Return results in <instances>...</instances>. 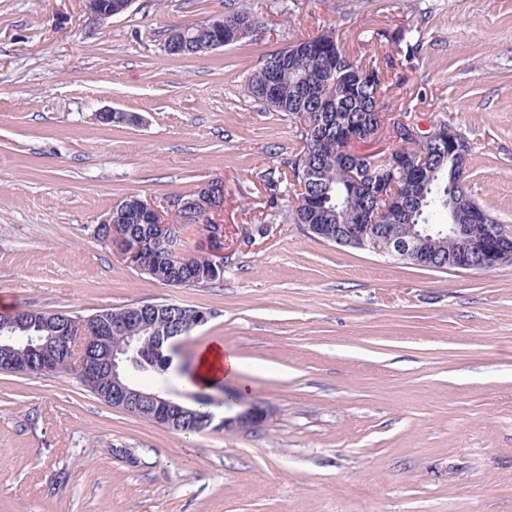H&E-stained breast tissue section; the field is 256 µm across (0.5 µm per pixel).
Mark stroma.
Returning <instances> with one entry per match:
<instances>
[{
    "label": "stroma",
    "mask_w": 512,
    "mask_h": 512,
    "mask_svg": "<svg viewBox=\"0 0 512 512\" xmlns=\"http://www.w3.org/2000/svg\"><path fill=\"white\" fill-rule=\"evenodd\" d=\"M231 12L260 29L165 52L175 27ZM331 28L388 72L389 117L464 132L469 192L512 225V0H135L104 23L83 0H0V315L202 310L150 382L192 401L182 377L220 341L266 412L185 435L73 373H0V512H512V264L426 268L315 239L265 178L302 126L245 83ZM105 109L126 121L100 123ZM212 179L221 248L202 225L181 233L220 251L218 282H156L93 235L126 196L160 205ZM264 414L261 415L257 411V407L252 405L239 411L234 417H224V426L221 427L229 428L235 427L241 430H250L260 425L264 420ZM261 417L263 418L261 421Z\"/></svg>",
    "instance_id": "1"
}]
</instances>
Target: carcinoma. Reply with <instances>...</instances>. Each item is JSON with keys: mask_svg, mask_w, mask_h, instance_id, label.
<instances>
[{"mask_svg": "<svg viewBox=\"0 0 512 512\" xmlns=\"http://www.w3.org/2000/svg\"><path fill=\"white\" fill-rule=\"evenodd\" d=\"M261 22L246 12H233L210 19L205 24L189 27L192 39L174 53L189 58L205 53L211 42L234 44L259 30ZM383 71L375 65L351 60L338 45L336 34L326 31L316 36L301 38L291 45L270 54L266 65L252 73L246 91L274 112H287L303 123V149L290 161L293 172L306 173L303 191L296 193L300 200L292 207L296 224H322L336 228L338 224H360L362 213L376 205V196L387 184L399 187L398 198L407 210L401 231L413 234L418 226L430 224L439 228L436 216L450 212L449 202L456 193L454 184L455 156L448 148L432 142L407 144L397 142L395 150L414 157L430 154L437 166L434 177L424 189L412 183L405 168L372 165V159L351 153L348 135L376 120L374 100L387 90L381 79ZM363 170L361 183L350 179L348 165ZM129 195L118 203L121 222L133 236L145 238L148 217ZM453 242L442 239L422 243L419 265L433 264L432 252L444 254L453 251ZM138 269L152 280L174 287L213 283L224 275V267L212 264L207 256L191 254L179 264L164 258V250L154 241L145 242L137 257ZM131 307L104 311L89 317H72L69 331L93 342L105 336L114 326H123L128 336H138L139 322L130 315ZM199 310L178 305H166L157 319L159 333L187 336L196 328ZM56 314L23 309L8 317L0 316V325L17 322L15 335L48 336L56 329ZM77 381L88 391L110 401L112 375L104 372L96 379L82 376L75 369ZM224 399L198 400L186 405V413H159L142 409L134 415L146 419H162V424L179 432H200L214 420L211 407L221 408Z\"/></svg>", "mask_w": 512, "mask_h": 512, "instance_id": "1", "label": "carcinoma"}]
</instances>
